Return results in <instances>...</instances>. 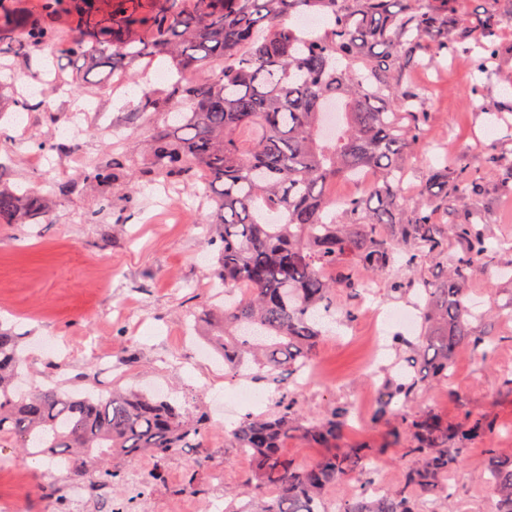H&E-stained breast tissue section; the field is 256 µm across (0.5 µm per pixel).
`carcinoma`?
<instances>
[{"instance_id":"carcinoma-1","label":"carcinoma","mask_w":512,"mask_h":512,"mask_svg":"<svg viewBox=\"0 0 512 512\" xmlns=\"http://www.w3.org/2000/svg\"><path fill=\"white\" fill-rule=\"evenodd\" d=\"M7 2L0 0L3 77L18 32L23 47L80 62L75 89L100 68L136 79L133 67L159 55L179 74L163 93L139 82L137 109L153 124L148 139L130 142L119 168L91 165L83 183L105 211L118 169L130 199L143 186L205 181L213 203L205 224L218 244L212 275L224 285V313L213 326L224 374L241 376L255 360L279 392L274 410L248 413L226 431L251 462L234 499L247 501V512H327L319 509L325 490L356 480L336 512H448V472L481 439L489 461L480 477L498 512H512V455L494 448V419L469 414L454 426L418 404L420 393L448 380L459 351L483 362L495 351L493 338L472 333L481 314L465 283L494 258L484 171L497 172L499 189L512 195V158L491 152L473 168L466 147L450 139L445 150L460 165L430 167L419 202L401 204L429 119L425 92L407 74L459 49L491 78L512 0H480L470 12L458 0H38L33 12ZM61 14L71 18L67 35L56 25ZM309 18L323 22V33L304 25ZM332 101L342 110L334 133L323 123ZM159 115L166 125H154ZM365 170L376 176L370 189L329 203L331 183ZM47 209L39 191L0 188L1 224ZM450 239L459 246L451 256ZM379 276L394 297L414 298L420 331L401 338L405 368L378 393L377 415L396 420L387 439L346 446L350 408L305 413L281 376L310 364L325 321L338 312L345 322L357 317L358 307L336 302V293L355 300ZM23 371L17 337L0 330V447L49 459L56 491L75 478L118 481L102 465L111 457L148 455L160 465L197 448L193 470L209 467L207 417L187 416L160 393L70 392L57 381L21 393L14 380ZM291 438L326 454L300 464L284 452ZM385 452L405 463L404 479L372 496L373 462Z\"/></svg>"}]
</instances>
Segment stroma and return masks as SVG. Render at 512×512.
<instances>
[{"mask_svg":"<svg viewBox=\"0 0 512 512\" xmlns=\"http://www.w3.org/2000/svg\"><path fill=\"white\" fill-rule=\"evenodd\" d=\"M42 55L21 51L13 61L10 86L0 89V188H37L48 198V212L24 224H0V329L21 338V353L41 384L46 367L61 366L65 377L83 372L92 353H109L112 369L95 371L104 388L162 387L170 400L186 411L216 417L209 390L226 394L248 387V399L236 402L229 422L248 413L274 408L271 384L240 376H224L219 353L196 354L199 333L221 298L214 290L210 268L218 251L207 244L204 220L211 207L199 188L150 186L126 199L114 193L112 208L97 213L96 193L83 185L82 175L93 163L120 157L127 138L146 135L149 128L137 103L136 86L128 76L101 80L89 75L81 91L61 96L46 77ZM492 83L482 93L472 90V73L465 54L447 63L426 65L408 74L409 82L427 85L425 107L430 122L414 159L413 183H420L429 161L443 157L449 134L458 135L471 162L492 149L512 152V112L494 113L492 106L512 100V54L501 58ZM34 95L38 103L23 110L12 104L13 93ZM89 110L78 141L65 140L76 101ZM52 111H43V104ZM48 141L41 151L37 142ZM95 223H88L90 213ZM487 230L505 242L492 266L477 270L468 281L470 298L488 310L474 323L477 336H492L497 346L490 364L461 350L446 385L420 396L424 404L449 422L465 415H491L496 422L495 446L512 453V388L503 384L512 374V204L497 200L491 206ZM378 330L366 314L347 326L332 329L319 343L312 362L321 380L300 388L305 410L349 406L353 413L347 444L361 440L379 443L393 426L376 418V390L371 372H393L398 353L388 349L372 355ZM213 469L224 482L215 486L201 473V491L180 493L193 454L183 450L163 465L148 457L114 460L122 472L138 467L149 471L145 488L128 495L132 512H203V502L222 498L231 503L229 486L248 472L247 459L216 428L206 440ZM487 461L483 445L468 449L460 467L448 476L456 489L452 512H489L495 497L479 479ZM48 462L31 459L16 448H0V500L19 499L21 512H42V474Z\"/></svg>","mask_w":512,"mask_h":512,"instance_id":"stroma-1","label":"stroma"}]
</instances>
